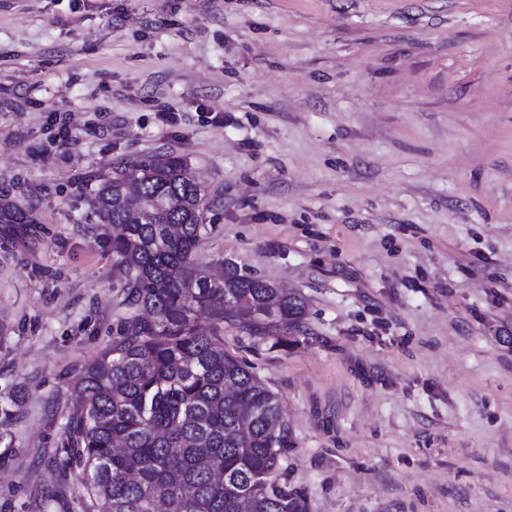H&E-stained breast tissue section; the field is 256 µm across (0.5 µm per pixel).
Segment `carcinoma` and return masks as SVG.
<instances>
[{"label": "carcinoma", "mask_w": 512, "mask_h": 512, "mask_svg": "<svg viewBox=\"0 0 512 512\" xmlns=\"http://www.w3.org/2000/svg\"><path fill=\"white\" fill-rule=\"evenodd\" d=\"M138 172L140 218L131 222L127 173ZM206 187L185 157H124L93 190L135 314L112 347L75 376L64 458L81 467L89 512H310L306 495L275 477L288 425L278 395L224 350V323L283 342L305 305L226 263L214 279L195 261ZM0 200V224H30ZM205 313L208 331L197 322Z\"/></svg>", "instance_id": "1"}]
</instances>
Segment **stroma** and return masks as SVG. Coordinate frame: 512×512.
I'll use <instances>...</instances> for the list:
<instances>
[{"label": "stroma", "mask_w": 512, "mask_h": 512, "mask_svg": "<svg viewBox=\"0 0 512 512\" xmlns=\"http://www.w3.org/2000/svg\"><path fill=\"white\" fill-rule=\"evenodd\" d=\"M160 149L197 264L305 302L223 336L310 512H512V0H0V512H83L70 384L130 314L90 189Z\"/></svg>", "instance_id": "obj_1"}]
</instances>
